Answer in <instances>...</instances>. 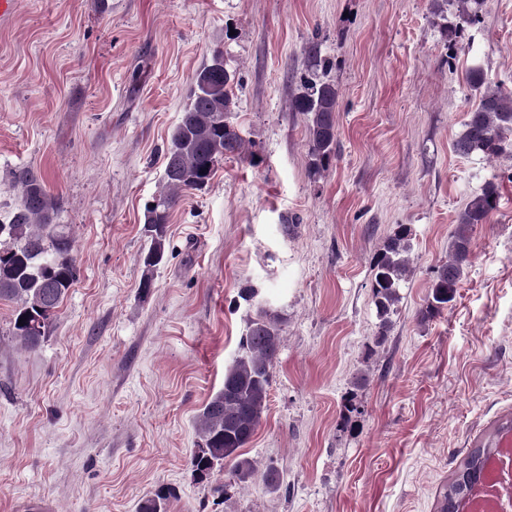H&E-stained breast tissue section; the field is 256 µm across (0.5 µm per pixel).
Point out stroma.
Segmentation results:
<instances>
[{"mask_svg": "<svg viewBox=\"0 0 512 512\" xmlns=\"http://www.w3.org/2000/svg\"><path fill=\"white\" fill-rule=\"evenodd\" d=\"M471 9L18 0L0 20V224L19 175L38 171L80 273L38 347L0 300V512H138L162 487L167 512H436L471 442L512 412V149L453 150L477 103L470 69L512 90V0ZM217 50L246 153L181 198L145 296L144 212ZM314 72L338 92L336 157L318 178L289 108ZM489 181L498 205L471 232L456 298L423 318L457 215ZM401 227L409 271L380 343L373 261ZM263 308L282 346L243 450L258 472L198 480V416Z\"/></svg>", "mask_w": 512, "mask_h": 512, "instance_id": "obj_1", "label": "stroma"}]
</instances>
